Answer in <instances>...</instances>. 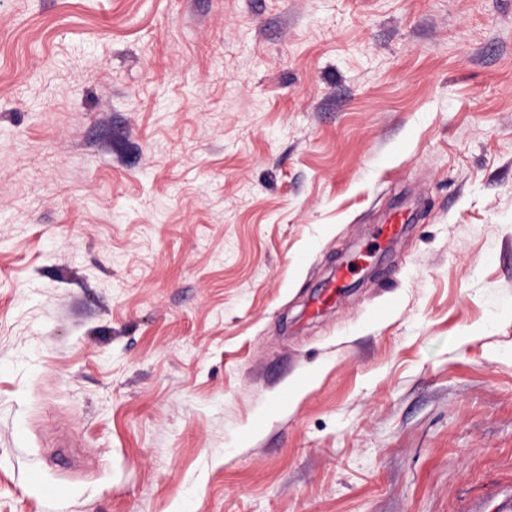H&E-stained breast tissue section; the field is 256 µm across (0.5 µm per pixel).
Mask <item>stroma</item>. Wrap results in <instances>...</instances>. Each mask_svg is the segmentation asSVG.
I'll return each mask as SVG.
<instances>
[{
    "instance_id": "35a3bbf8",
    "label": "stroma",
    "mask_w": 512,
    "mask_h": 512,
    "mask_svg": "<svg viewBox=\"0 0 512 512\" xmlns=\"http://www.w3.org/2000/svg\"><path fill=\"white\" fill-rule=\"evenodd\" d=\"M511 505L512 0H0V512ZM408 221L409 218L405 211L396 210L392 212L385 224H379L375 240H383L386 244H389L402 233Z\"/></svg>"
}]
</instances>
